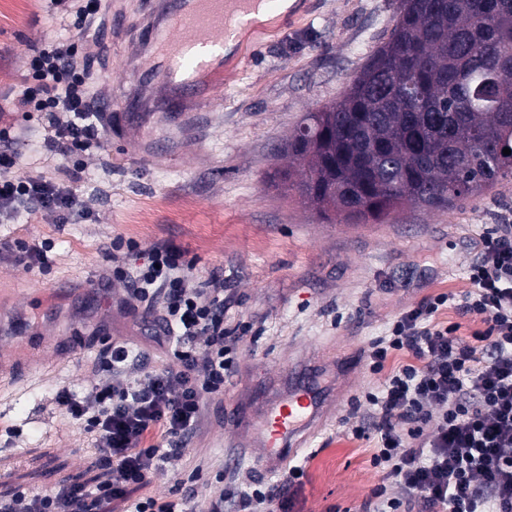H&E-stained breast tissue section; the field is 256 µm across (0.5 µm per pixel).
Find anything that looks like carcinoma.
Returning a JSON list of instances; mask_svg holds the SVG:
<instances>
[{
    "instance_id": "cac0c4a2",
    "label": "carcinoma",
    "mask_w": 512,
    "mask_h": 512,
    "mask_svg": "<svg viewBox=\"0 0 512 512\" xmlns=\"http://www.w3.org/2000/svg\"><path fill=\"white\" fill-rule=\"evenodd\" d=\"M402 0L388 38L333 104L308 112L281 185L323 220L380 223L434 197L447 209L512 176V0Z\"/></svg>"
}]
</instances>
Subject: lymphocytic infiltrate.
<instances>
[{"label": "lymphocytic infiltrate", "mask_w": 512, "mask_h": 512, "mask_svg": "<svg viewBox=\"0 0 512 512\" xmlns=\"http://www.w3.org/2000/svg\"><path fill=\"white\" fill-rule=\"evenodd\" d=\"M87 48L80 39L54 41L37 51L24 75L16 109L46 113L53 130L49 151L71 160L96 142L94 107L86 88ZM18 158L0 147V214L44 210L70 218L78 206L82 167L66 184L42 176L17 177ZM132 242L112 244V275L144 302L158 343L175 341L172 362L131 374L136 363L126 344L103 349V379L82 399L61 393L73 420L94 433V465L108 477L94 488L71 484L55 492L17 491L0 497V512H112L116 502L131 512H293L291 486L303 472L289 467L278 484L252 488L223 485L199 505L190 493L133 497L162 470L170 448L181 446L198 421L206 396L223 392L236 365L234 329L224 325V288L211 280L198 288L193 264L173 244L161 243L128 268ZM472 291L462 315L482 323L475 341L460 324L439 321L451 299L441 293L401 313L388 335L371 341L367 363L386 372L369 426L355 436L375 437L372 465L381 482L371 496L380 512H512V224L483 235L481 259L469 269ZM401 493L391 496L388 485Z\"/></svg>", "instance_id": "1"}]
</instances>
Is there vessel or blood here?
<instances>
[{
	"instance_id": "obj_1",
	"label": "vessel or blood",
	"mask_w": 512,
	"mask_h": 512,
	"mask_svg": "<svg viewBox=\"0 0 512 512\" xmlns=\"http://www.w3.org/2000/svg\"><path fill=\"white\" fill-rule=\"evenodd\" d=\"M241 0H181L172 20L185 32L182 40L163 41L166 79L174 95L208 94L211 84L221 80L222 55H205L208 46L222 44L224 21L231 6ZM324 401L317 388L300 389L271 405L259 427L262 464L276 468L287 454L298 448L305 432L323 416Z\"/></svg>"
}]
</instances>
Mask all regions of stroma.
I'll list each match as a JSON object with an SVG mask.
<instances>
[{"mask_svg":"<svg viewBox=\"0 0 512 512\" xmlns=\"http://www.w3.org/2000/svg\"><path fill=\"white\" fill-rule=\"evenodd\" d=\"M401 0H299L291 17L246 24L207 97L173 105L159 74L139 66L156 43L165 0H102L92 34L104 48L87 60L93 96L112 99V128L83 155L79 212L21 210L0 223V244L49 240L46 264L0 252V355L20 374L0 384V495L95 487L93 434L58 406L98 380L104 344L131 343L149 366L166 349L143 323V305L110 281L113 240L141 252L167 240L192 260L194 281L224 279L225 323L240 336L235 372L210 398L184 455L165 461L145 494L167 497L179 479L200 503L228 482L267 483L253 430L263 409L318 376L334 407L294 452L305 472L296 512H358L380 477L374 439L354 437L367 393L384 377L363 351L394 318L436 294L471 289L483 233L512 222V179L446 210L406 208L381 224H326L316 209L274 185L282 148L304 113L338 99L383 42ZM75 0H0V124L21 155L16 173L65 182L67 161L45 147L44 113L14 109L31 57L76 36Z\"/></svg>","mask_w":512,"mask_h":512,"instance_id":"stroma-1","label":"stroma"}]
</instances>
